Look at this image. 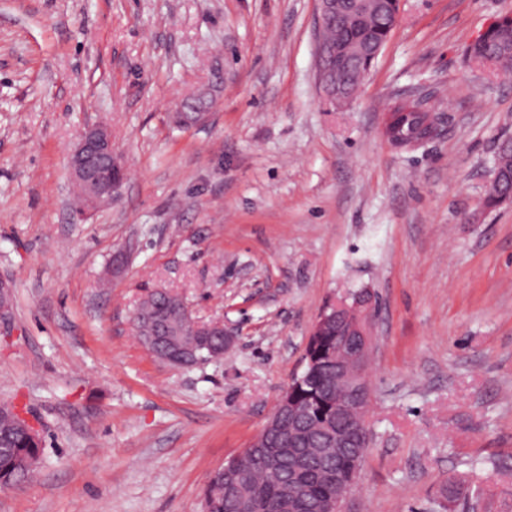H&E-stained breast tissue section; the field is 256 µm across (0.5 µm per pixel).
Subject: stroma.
Segmentation results:
<instances>
[{"label":"stroma","instance_id":"1","mask_svg":"<svg viewBox=\"0 0 512 512\" xmlns=\"http://www.w3.org/2000/svg\"><path fill=\"white\" fill-rule=\"evenodd\" d=\"M512 0H400L347 105L316 69V0H0V401L43 439L0 512H202L211 474L264 428L325 302L378 297L373 434L342 512H429L465 462L512 490V206L488 209L512 75L467 56ZM433 92L444 135L381 136ZM203 105L205 122L177 113ZM112 130L126 183L78 220L69 153ZM237 329L223 360L160 362L132 319L151 291ZM411 99L409 104L406 101ZM398 101H402L403 103L397 106L394 112L397 113L396 117V125L395 129L398 133H407L409 132L417 122V116L415 115L418 112H427V123L430 125L432 130V136L427 139H423L420 141H414L410 143H401L395 142L388 138L385 134L386 124L388 121L389 114L388 112H383V123L381 128V133L384 134L385 140H387V144L396 151H412L420 146H423L438 137L442 136L443 130H441V118L440 113L436 112H428L422 107V104L416 98H398L394 100L389 106L395 105ZM389 106L387 108H389Z\"/></svg>","mask_w":512,"mask_h":512}]
</instances>
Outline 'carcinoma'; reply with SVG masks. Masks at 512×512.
Masks as SVG:
<instances>
[{"label":"carcinoma","mask_w":512,"mask_h":512,"mask_svg":"<svg viewBox=\"0 0 512 512\" xmlns=\"http://www.w3.org/2000/svg\"><path fill=\"white\" fill-rule=\"evenodd\" d=\"M393 23V11L373 13L365 19V26L349 31L351 21L338 19L324 29L325 47L350 35L361 38L368 44L383 45ZM469 56L480 63L500 66L512 71V17L505 16L501 22L480 35L469 47ZM373 62L355 64L346 70L342 80L350 91L356 93L363 85L365 76ZM424 111L415 98L395 108V129L399 133L409 132L417 122L416 113ZM494 168L503 173L512 172V139L501 141ZM512 194V181L507 178L494 179L485 195V205L495 207ZM141 316L134 319L137 335L146 342L156 333V320L161 318L172 329L183 336L185 348L192 351L195 363L202 364L224 356V338L220 336H197L184 322L182 303L166 293L153 291L139 304ZM347 325L337 317L331 327L320 336H313L307 351L313 364H305L303 372L292 382L291 391L280 397L273 417L276 429L272 435L288 437V401L295 400L305 407L307 424L326 434L336 433L335 398L329 396L325 381L334 364L330 357L336 346V336L345 334ZM40 440L16 424L8 415L0 414V487H8L32 475L42 456ZM368 452L366 448H347L332 460V469H321L322 460L312 454L304 461L305 478L288 489V467L274 468L264 463L272 453L270 448L247 447L224 464V472L216 473L208 480L203 494V512H311L314 503L327 505L337 501L342 486L353 469L362 465ZM490 490L474 481L465 471L450 473L443 479L436 492L434 503L442 510L454 504L467 509L468 503L477 497H487Z\"/></svg>","instance_id":"obj_1"}]
</instances>
